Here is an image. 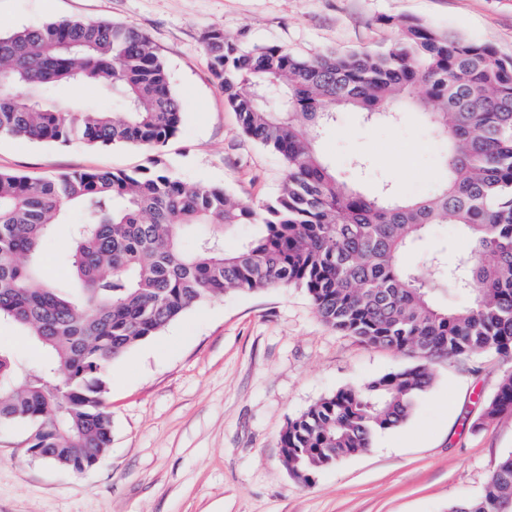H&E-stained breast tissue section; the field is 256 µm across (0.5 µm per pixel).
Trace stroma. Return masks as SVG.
Segmentation results:
<instances>
[{"label": "stroma", "mask_w": 512, "mask_h": 512, "mask_svg": "<svg viewBox=\"0 0 512 512\" xmlns=\"http://www.w3.org/2000/svg\"><path fill=\"white\" fill-rule=\"evenodd\" d=\"M65 17L144 32L183 102L182 124L153 151L2 136L0 171L39 178L164 167L242 202L277 196L285 167L243 133L226 103L202 41L211 28L313 56L387 46L397 21L416 19L512 56V0H0L1 33ZM443 147L408 109L372 122L339 113L318 141L342 174L368 159L364 192L387 183L405 198L443 181ZM464 246L454 225L436 224L406 259L424 268L437 249ZM414 362L327 326L300 288L198 303L109 367L112 444L94 468L75 474L35 460L27 424L0 426V512H448L481 494L512 452V414L485 418L476 400L512 371L498 355L435 364L407 421L310 481L295 478L280 452L289 420L321 398Z\"/></svg>", "instance_id": "1"}]
</instances>
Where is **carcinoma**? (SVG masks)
Here are the masks:
<instances>
[{"instance_id": "carcinoma-1", "label": "carcinoma", "mask_w": 512, "mask_h": 512, "mask_svg": "<svg viewBox=\"0 0 512 512\" xmlns=\"http://www.w3.org/2000/svg\"><path fill=\"white\" fill-rule=\"evenodd\" d=\"M371 52L315 57L278 45L247 47L219 28L204 36L211 70L243 133L278 153L286 175L263 204L221 186H189L166 168L92 169L33 180L0 171V322L45 357L30 368L0 350V425L31 426L26 448L73 473L112 442L106 368L185 311L228 292L303 288L322 318L362 342L418 363L346 387L288 422L281 451L307 481L404 423L439 361L494 352L512 362V58L418 20ZM96 84L114 112L56 88ZM446 143V179L421 199L384 184L373 194L318 150L338 112L393 116L413 92ZM183 106L148 37L106 20L60 19L0 34V136L152 150L180 128ZM76 207L82 220L62 262L74 280L43 274V250ZM262 231L233 251L224 232ZM434 224H454L467 250L424 272L405 254ZM441 287L467 297L442 308ZM512 413V373L482 410ZM448 512H512V452L477 497Z\"/></svg>"}]
</instances>
